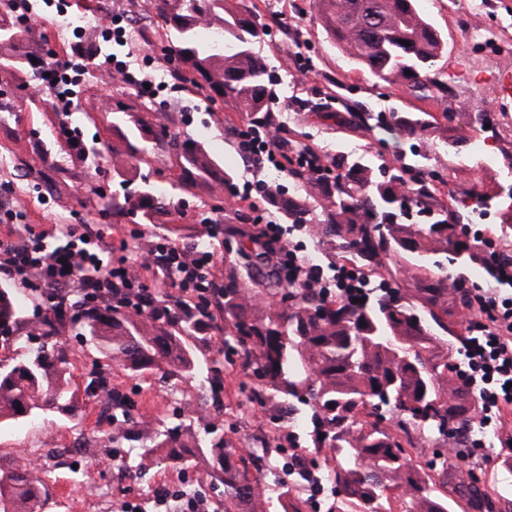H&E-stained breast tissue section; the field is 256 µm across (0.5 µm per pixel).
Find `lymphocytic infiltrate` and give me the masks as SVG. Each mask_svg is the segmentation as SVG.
Returning a JSON list of instances; mask_svg holds the SVG:
<instances>
[{
    "mask_svg": "<svg viewBox=\"0 0 512 512\" xmlns=\"http://www.w3.org/2000/svg\"><path fill=\"white\" fill-rule=\"evenodd\" d=\"M89 63L87 56L76 54L50 67L44 83L58 95L61 111H70L73 87ZM105 64L138 93L149 98L159 95L160 84L149 82L139 56L114 53L106 58ZM236 149L248 177L229 185L228 191L243 209L252 213L261 243L277 260L288 282L301 284L321 297L347 303L370 298L371 285L359 270L343 261L323 269L306 256L303 241L291 240L285 225L271 219L265 206L271 185L263 179V171L272 169L284 175L297 164L308 174L332 176L336 173L335 165L313 151L290 156L283 141L250 126L238 129ZM62 236L63 245L52 250L46 248L43 232L33 229L21 243L0 239V274L23 280L35 278L40 287L53 290L64 301L68 300L70 289H77V298L86 309L115 301L139 309L155 294L156 288L148 286L150 274L164 270L173 271L174 278L160 280L159 286L175 288L179 296L209 306L217 303L220 296V284L212 273V252L189 250L161 236L135 269L127 257H113L112 245L106 242L100 229L68 224ZM468 316L476 334L465 348L464 377L479 401L481 424L498 426L504 411L512 407V294L502 293L499 288L471 289ZM149 505L156 512H211L208 499L201 493L166 488L155 492L153 503L124 502L122 512H144Z\"/></svg>",
    "mask_w": 512,
    "mask_h": 512,
    "instance_id": "lymphocytic-infiltrate-1",
    "label": "lymphocytic infiltrate"
}]
</instances>
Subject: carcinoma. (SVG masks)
I'll return each mask as SVG.
<instances>
[{
    "mask_svg": "<svg viewBox=\"0 0 512 512\" xmlns=\"http://www.w3.org/2000/svg\"><path fill=\"white\" fill-rule=\"evenodd\" d=\"M170 51L206 101H231L256 128L280 127L270 109L274 83L270 64L257 46L268 32L250 10H234L226 0H154ZM317 19L336 46L380 81L402 82L426 94L438 87L435 75L446 38L419 8L418 0H315ZM15 41L0 42V72L26 70L42 79L48 63L11 52ZM114 127L129 156L144 162L137 131L140 120L123 111ZM429 125L423 115L394 112L391 126L414 138ZM178 182L163 190L143 179L135 198L112 197V214L130 215L137 224H155L164 199L176 189L199 182H232V173L204 147L179 142ZM305 195L273 189L268 205L283 224H309L317 241L339 256L350 255L360 271L387 280L408 273L415 287H399L374 303L350 306L308 295L282 281L266 255L255 248L258 230L238 258L224 264L223 294L217 308L224 335L237 345L239 367L250 378L251 401L267 394L283 402L303 401L309 448L331 450L327 479L335 495L327 512H454L448 498V465L432 474L406 461L414 435H440L439 411L464 429L478 411L477 400L449 364L446 337L463 343L453 309L464 305L450 282L443 255L458 269L480 265L493 276L479 246L456 232L448 209L439 205L431 181L416 186L415 214L402 203L403 169L370 165L342 155L330 179L309 177L300 169ZM71 305L50 308L40 321L44 341L0 367V425L21 423L55 410L75 412L76 392L67 377L68 348L55 339L65 320L80 325L87 340L113 364L131 374L159 372L165 378L206 371L211 396L222 389L221 362L206 354L214 317L199 305L166 295L140 311L97 308L70 315ZM20 323L16 295L0 288V339L9 342ZM397 414L396 431L380 425L382 409ZM112 441L137 444L140 462L181 469L192 459L210 457V485L224 496V512H264L262 471L270 457H250L217 434L202 448L189 426L170 422L153 429L125 426L127 413L116 400ZM283 512H304L294 488L277 482L271 489ZM46 485L33 469L0 468V512H40ZM472 512H495V501L474 486L458 488Z\"/></svg>",
    "mask_w": 512,
    "mask_h": 512,
    "instance_id": "1",
    "label": "carcinoma"
}]
</instances>
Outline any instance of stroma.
<instances>
[{
	"instance_id": "obj_1",
	"label": "stroma",
	"mask_w": 512,
	"mask_h": 512,
	"mask_svg": "<svg viewBox=\"0 0 512 512\" xmlns=\"http://www.w3.org/2000/svg\"><path fill=\"white\" fill-rule=\"evenodd\" d=\"M269 28L261 45L279 77H296L289 90H277L270 103L288 128V147L306 145L327 159L353 152L373 162L413 166L426 158L427 170L440 178L436 199L455 216L460 230L472 233L470 206L477 197H501L505 176H512V132L502 120L512 117V95L502 94L500 54L512 48V0H420V7L443 31L448 51L442 58L439 90L423 97L403 84H387L357 66L337 50L316 20L313 0H242ZM140 0H114L111 11L99 10L96 0L88 9L94 18L72 31L64 20L41 17L32 30L23 32L20 52L44 59L70 49L117 51L103 32L113 13L136 15ZM161 25L149 15L135 29L127 30L128 48L148 55L149 71L156 80L169 79L176 64L166 41L155 34ZM308 74H301L302 66ZM185 102L184 112L169 111V104ZM72 114L60 112L54 93L27 74L0 80V210L24 214V226L0 225V236L23 241L25 225L46 231L47 247L62 243L63 224H108L113 243H126V257L147 254L158 233L155 226L116 216L113 196L135 192L141 176L166 186L177 181L181 169L169 137L201 143L234 173L243 165L236 154L232 130L242 119L232 103L207 104L189 81L152 99L103 68L84 74L77 86ZM146 122L148 163L124 159L122 171L113 168L112 149L123 139L112 123L126 106ZM395 112H427L432 123L420 138H393L387 130ZM78 131L83 147L75 149L69 131ZM484 141L493 157L484 164L473 153L475 141ZM167 224L204 225L207 217H223L226 230H243L240 207L224 185L205 183L172 198ZM60 336L70 356L72 388L78 409L72 416H50L0 428V466L39 464L47 497L43 512H120L131 498H146L159 487L195 489L208 487L202 462L182 470L136 467L135 451L112 441V424L105 421L101 404L106 395L121 397L131 421H172L184 414L198 438L219 427L226 442L255 452L268 447L278 460L265 483L287 479L291 453L286 438L306 447L307 435L295 415L276 402L251 403V387L238 373L234 355H227L224 391L212 399L208 383L198 376L178 384L158 374L133 375L112 365L70 324ZM109 380L107 390L95 387L97 375ZM474 437L484 442L478 454L467 455L453 478L454 484L476 485L501 504L512 501V475L496 459L501 446L512 437V410L500 428L474 425Z\"/></svg>"
}]
</instances>
